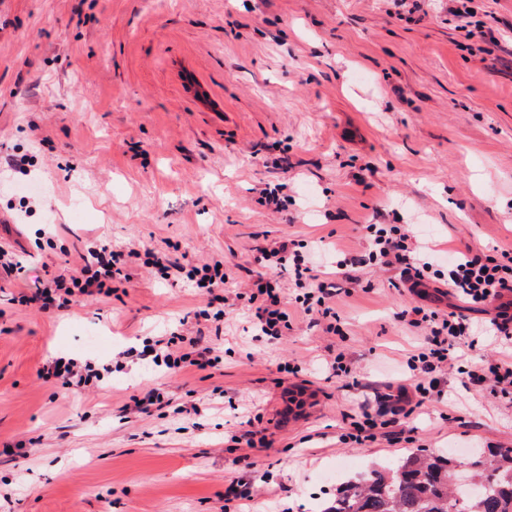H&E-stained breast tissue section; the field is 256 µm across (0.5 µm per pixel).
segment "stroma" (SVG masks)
<instances>
[{"label":"stroma","mask_w":512,"mask_h":512,"mask_svg":"<svg viewBox=\"0 0 512 512\" xmlns=\"http://www.w3.org/2000/svg\"><path fill=\"white\" fill-rule=\"evenodd\" d=\"M453 0H0V243L23 270L0 282V512H312L330 470L413 450L512 448V399L441 376L407 419L413 443H343L350 418L409 386L422 334L395 271L336 275L361 224H407L441 263L512 250V0H474L485 39L448 22ZM279 189L282 211L261 191ZM301 241L334 277L343 336L298 307L280 345L233 296L258 246ZM220 260L231 299L213 373L126 361L99 389L38 376L57 354L116 359L169 334L204 298L136 267L65 312L19 304L81 262L88 241ZM351 376L329 377L337 352ZM301 364L291 375L285 362ZM160 387L171 405L130 414ZM193 399L198 413L175 404ZM264 447L233 448L247 419ZM243 464H236V457Z\"/></svg>","instance_id":"obj_1"}]
</instances>
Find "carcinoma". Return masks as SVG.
I'll return each mask as SVG.
<instances>
[{
    "label": "carcinoma",
    "mask_w": 512,
    "mask_h": 512,
    "mask_svg": "<svg viewBox=\"0 0 512 512\" xmlns=\"http://www.w3.org/2000/svg\"><path fill=\"white\" fill-rule=\"evenodd\" d=\"M467 463L471 482L460 484L461 460L412 451L336 485L319 512H512V448H484Z\"/></svg>",
    "instance_id": "carcinoma-1"
}]
</instances>
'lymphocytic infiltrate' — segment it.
Instances as JSON below:
<instances>
[{
  "label": "lymphocytic infiltrate",
  "mask_w": 512,
  "mask_h": 512,
  "mask_svg": "<svg viewBox=\"0 0 512 512\" xmlns=\"http://www.w3.org/2000/svg\"><path fill=\"white\" fill-rule=\"evenodd\" d=\"M361 230L371 247L366 254L348 253L337 261L336 267L345 279H352L357 267L373 265L396 267L400 278L414 289L433 279L447 281L451 292L471 306L498 303L499 311L489 333L497 339L512 341L511 251L469 250L459 253L442 267L427 259L425 252L412 243V235L404 225L365 224ZM142 258L164 276L175 275L200 285L207 303L193 314L197 326L195 336L179 335L145 344L139 353L140 359L152 361L168 374L215 369L221 357L205 331L224 316L222 262L193 263L152 252L144 256L134 248L115 249L93 242L87 245L79 267L71 269L69 275L53 278L37 289L34 297L56 309L66 310L79 300L110 295L113 279ZM254 263V269L248 272V286L240 297L253 309L255 324L270 343H278L292 328L289 302L283 292L282 278L286 275L293 282V303L316 323L324 325L327 333H336L337 314L331 305L337 292L336 284L320 278L312 254L302 250L299 241L283 236L258 247ZM399 317L423 334L421 344L407 361L413 389L379 398L377 405L362 406L352 416L343 435L344 441L358 445L380 439L393 445L400 443L404 435L402 421L441 398L440 374L453 368L461 347L471 348L476 344L478 331L464 314H442L433 308L415 305L400 312ZM111 372L108 364L66 358L44 364L39 375L56 378L63 388L70 389L99 386ZM463 384L468 388L512 395V359L491 357L474 363L464 369Z\"/></svg>",
  "instance_id": "f902f5d3"
}]
</instances>
